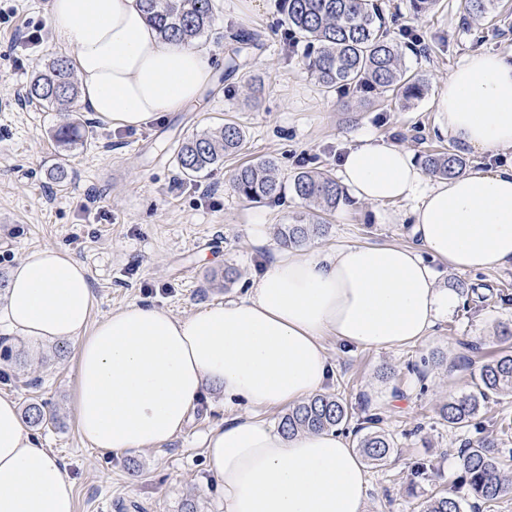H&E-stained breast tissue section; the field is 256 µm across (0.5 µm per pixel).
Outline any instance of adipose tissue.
I'll return each mask as SVG.
<instances>
[{"label": "adipose tissue", "instance_id": "ef3b65f1", "mask_svg": "<svg viewBox=\"0 0 512 512\" xmlns=\"http://www.w3.org/2000/svg\"><path fill=\"white\" fill-rule=\"evenodd\" d=\"M48 21L81 106L112 127L183 111L213 82L206 50L164 39L140 0H49ZM434 108L440 134L461 151L512 150V51L467 55ZM338 173L357 200L414 201V245L281 247L244 298L187 317L132 302L97 320L85 265L45 247L12 267L0 330L75 346L72 402L92 448H159L215 389L248 408L203 438L225 512H364L368 475L342 433L289 438L261 413L323 393L334 374L326 340L383 349L428 341L455 305L428 258L459 273L512 268V164L431 181L404 147L363 137ZM75 510L63 463L24 425L17 401L0 396V512Z\"/></svg>", "mask_w": 512, "mask_h": 512}]
</instances>
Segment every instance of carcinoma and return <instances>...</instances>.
<instances>
[{
	"mask_svg": "<svg viewBox=\"0 0 512 512\" xmlns=\"http://www.w3.org/2000/svg\"><path fill=\"white\" fill-rule=\"evenodd\" d=\"M469 15L485 16L493 12L496 0H463ZM144 12L165 38L192 44L211 27L213 0H141ZM289 34L303 39V59L316 81L332 91L403 90L409 98H420L424 85L402 68L400 44L390 37L382 5L378 0H282ZM80 88L65 57L52 59L30 82L28 101L58 112H79ZM88 120L73 117L56 131L64 144L78 137L79 124ZM242 129L233 122L213 132L192 134L183 139L177 152L182 175L196 177L224 163V156L238 153L243 145ZM425 167L438 175L463 174L467 161L451 152L424 156ZM271 160L246 164L237 169L233 189L253 202L278 197L282 184L273 175ZM294 194L323 212H331L343 200V191L329 174L304 170L292 182ZM326 225L316 218L309 224H286L282 240L297 244L312 234L325 233ZM512 394V344L483 362L472 377L471 389L451 397L439 408L441 419L450 428L467 425L479 413L481 403L493 396ZM25 419L35 426L53 420L41 404H32ZM352 414L341 398L321 394L289 410L281 422V431L293 436L300 432L340 431ZM376 413L365 414L353 429L359 436L357 448L370 462L385 463L394 451L392 436L382 427ZM461 480L477 500L496 501L512 492V481L504 476L502 453L492 439H485L459 451ZM421 512H462L459 498L446 490L432 494L423 502Z\"/></svg>",
	"mask_w": 512,
	"mask_h": 512,
	"instance_id": "carcinoma-1",
	"label": "carcinoma"
}]
</instances>
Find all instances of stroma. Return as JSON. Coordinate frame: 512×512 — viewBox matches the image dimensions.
Here are the masks:
<instances>
[{
    "label": "stroma",
    "instance_id": "obj_1",
    "mask_svg": "<svg viewBox=\"0 0 512 512\" xmlns=\"http://www.w3.org/2000/svg\"><path fill=\"white\" fill-rule=\"evenodd\" d=\"M48 0H0V279L28 251L56 247L81 261L96 297L94 317L139 301L186 317L199 308L246 296L279 245V228L309 223L314 209L295 196L292 177L302 170L336 174L346 147L363 135L396 141L423 160L452 143L435 125L432 102L449 72L470 52L512 49V0H498L494 15H466L462 0H438L416 15L409 0H380L392 36L411 32L402 63L426 91L409 99L387 93L325 91L302 62V45H289L280 0H213L211 28L197 44L206 49L215 82L198 104L170 112L138 130L94 121L93 135L70 145L54 138L63 113L29 103L31 78L62 50L53 41ZM40 31V46L19 43ZM254 37L248 65L226 74L224 62L237 33ZM238 124L240 152L223 165L185 179L176 162L184 137ZM274 160L284 190L250 202L231 188L244 164ZM68 177L57 181L58 169ZM408 202L372 204L344 197L326 214L325 234L304 248L336 243L408 244ZM266 220L268 246L251 241L250 214ZM437 284H464L468 292L442 318L429 341L395 349H361L327 341L335 366L327 393L354 418L379 413L395 442L392 458L367 465L365 512H413L433 489L462 500V512H512V495L477 504L460 474L458 448L496 439L512 476V397H493L476 419L448 427L439 416L449 395L470 390L475 365L512 330V269L459 273L431 260ZM232 280H225L226 269ZM10 360L0 359V395L20 408L47 403L52 424L36 428L45 447L65 463L75 485L76 512H224V499L207 470L200 436L231 418L221 393L196 408L185 432L158 449L123 456L91 449L81 438L72 407L75 349L68 343L32 347L6 338Z\"/></svg>",
    "mask_w": 512,
    "mask_h": 512
}]
</instances>
